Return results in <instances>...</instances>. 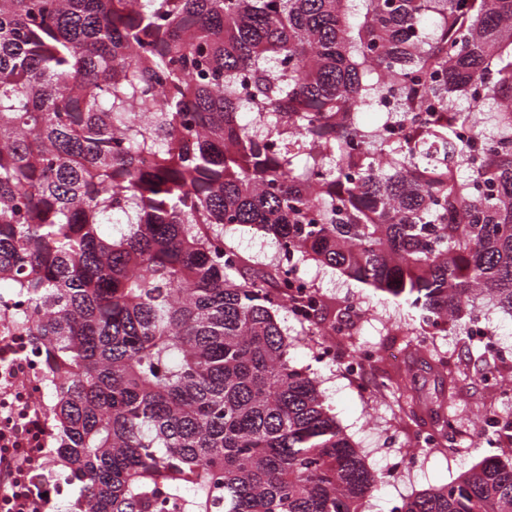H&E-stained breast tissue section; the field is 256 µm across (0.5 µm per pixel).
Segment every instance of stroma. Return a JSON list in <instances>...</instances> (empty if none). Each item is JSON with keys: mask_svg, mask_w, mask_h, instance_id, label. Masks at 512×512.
<instances>
[{"mask_svg": "<svg viewBox=\"0 0 512 512\" xmlns=\"http://www.w3.org/2000/svg\"><path fill=\"white\" fill-rule=\"evenodd\" d=\"M309 277L326 295L340 299L353 294L371 310L370 316L356 322L351 336L345 337L339 347L343 353L364 346L381 349V359L368 368L364 377L350 381L338 362L315 367L338 422L377 471H384L390 457L408 452L417 431L432 427L430 408L434 401H451L457 420L450 450L419 453L409 473L386 481L373 493L367 512H392L404 499L453 481L462 470L483 458L486 450L477 444L475 415L492 400L474 373V358L458 336L451 333L438 341L439 351L461 369L460 374L451 377L436 371L432 355L418 347L411 332L391 331V323L399 317L393 301L379 300L329 269L310 267ZM407 372L415 377L412 391L392 387L375 390L380 375L395 378ZM495 405L502 412L512 410V403L506 401ZM411 410L416 411V419L408 418Z\"/></svg>", "mask_w": 512, "mask_h": 512, "instance_id": "stroma-1", "label": "stroma"}]
</instances>
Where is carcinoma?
<instances>
[{"instance_id": "obj_1", "label": "carcinoma", "mask_w": 512, "mask_h": 512, "mask_svg": "<svg viewBox=\"0 0 512 512\" xmlns=\"http://www.w3.org/2000/svg\"><path fill=\"white\" fill-rule=\"evenodd\" d=\"M230 226L405 306L421 347L512 317V0H0V303L47 347L86 512H366L384 481L281 324L301 305L316 359L360 299H289ZM394 512H512V459Z\"/></svg>"}]
</instances>
